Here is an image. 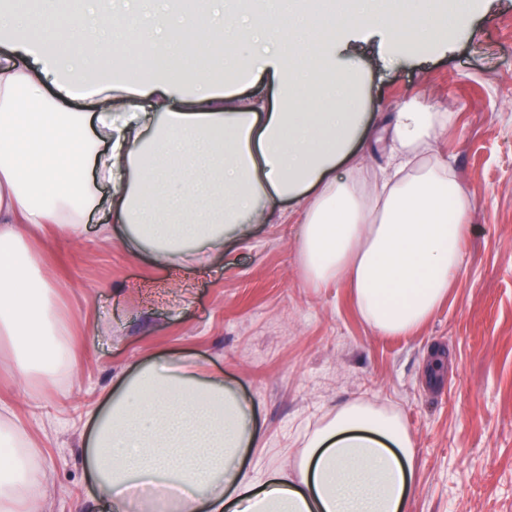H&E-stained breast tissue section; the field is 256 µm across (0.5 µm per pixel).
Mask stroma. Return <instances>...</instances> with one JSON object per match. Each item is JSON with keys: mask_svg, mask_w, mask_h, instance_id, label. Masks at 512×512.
<instances>
[{"mask_svg": "<svg viewBox=\"0 0 512 512\" xmlns=\"http://www.w3.org/2000/svg\"><path fill=\"white\" fill-rule=\"evenodd\" d=\"M348 57L372 64L371 132L413 97L456 114L436 145L473 207L447 299L410 335H379L345 283L304 278L301 218L285 202L221 254L163 266L102 237L112 189L98 187L79 228L33 243L59 286L76 367L61 382L18 378L16 342L0 335V426L17 432L38 474L39 512H110L85 467V424L134 364L184 357L247 402L258 435L245 453L249 475L296 467L337 406L362 402L397 414L413 438L407 512H512V0H470L436 40L390 61L375 38L354 40ZM371 132L357 152L377 167L386 159ZM436 347L448 371L433 385L423 367Z\"/></svg>", "mask_w": 512, "mask_h": 512, "instance_id": "1", "label": "stroma"}]
</instances>
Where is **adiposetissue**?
Returning a JSON list of instances; mask_svg holds the SVG:
<instances>
[{
    "mask_svg": "<svg viewBox=\"0 0 512 512\" xmlns=\"http://www.w3.org/2000/svg\"><path fill=\"white\" fill-rule=\"evenodd\" d=\"M405 0H349L332 35L295 0H194L175 12L157 0H95L78 23L37 34L0 19V334L28 355L64 328L20 229L76 227L112 184V235L149 246L156 262L199 260L227 238L269 223L277 202L302 210L299 256L317 286L346 282L362 318L405 336L425 323L463 265L470 198L454 169L425 157L450 112L416 100L390 123L379 182L359 176L354 150L367 129L364 69L348 61L352 36L407 38L391 25ZM149 47L137 81L111 55L85 58L49 80L72 42ZM248 42L249 54L212 63L216 47ZM134 96L120 109L78 112L69 102L86 78ZM270 88L265 103L249 91ZM346 168L337 178V168ZM256 441L245 405L193 361L134 368L90 422L86 463L112 512H128L130 488L150 512H405L415 450L401 419L351 403L309 439L294 475L253 481L240 466ZM37 476L0 471V512H36Z\"/></svg>",
    "mask_w": 512,
    "mask_h": 512,
    "instance_id": "obj_1",
    "label": "adipose tissue"
}]
</instances>
